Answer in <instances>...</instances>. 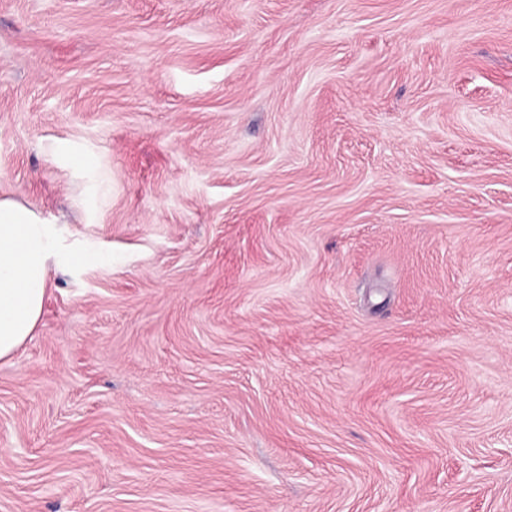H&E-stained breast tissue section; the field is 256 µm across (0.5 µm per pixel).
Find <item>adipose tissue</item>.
I'll list each match as a JSON object with an SVG mask.
<instances>
[{"label":"adipose tissue","instance_id":"1","mask_svg":"<svg viewBox=\"0 0 512 512\" xmlns=\"http://www.w3.org/2000/svg\"><path fill=\"white\" fill-rule=\"evenodd\" d=\"M62 239L59 225L17 200L0 199V359L33 336Z\"/></svg>","mask_w":512,"mask_h":512}]
</instances>
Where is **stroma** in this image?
<instances>
[{"mask_svg": "<svg viewBox=\"0 0 512 512\" xmlns=\"http://www.w3.org/2000/svg\"><path fill=\"white\" fill-rule=\"evenodd\" d=\"M0 197V512H512V0H0ZM63 229L11 198L0 199V359L34 334Z\"/></svg>", "mask_w": 512, "mask_h": 512, "instance_id": "obj_1", "label": "stroma"}]
</instances>
